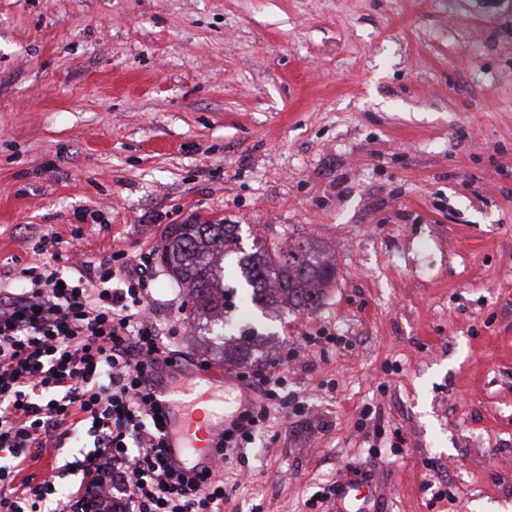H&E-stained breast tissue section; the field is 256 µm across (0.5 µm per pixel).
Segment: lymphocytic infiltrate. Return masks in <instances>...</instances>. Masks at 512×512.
Instances as JSON below:
<instances>
[{
	"label": "lymphocytic infiltrate",
	"mask_w": 512,
	"mask_h": 512,
	"mask_svg": "<svg viewBox=\"0 0 512 512\" xmlns=\"http://www.w3.org/2000/svg\"><path fill=\"white\" fill-rule=\"evenodd\" d=\"M22 268L27 285L0 289V512H221L218 474L252 443L271 408L288 407L280 365L238 370L260 405L240 413L212 452L210 466L170 467L155 382L181 371L183 355L164 346L150 317L154 250L116 251L87 272H62L61 248L34 245ZM87 442L56 475L36 478L29 462ZM79 475L64 487L62 476Z\"/></svg>",
	"instance_id": "f902f5d3"
}]
</instances>
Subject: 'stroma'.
<instances>
[{"label":"stroma","mask_w":512,"mask_h":512,"mask_svg":"<svg viewBox=\"0 0 512 512\" xmlns=\"http://www.w3.org/2000/svg\"><path fill=\"white\" fill-rule=\"evenodd\" d=\"M317 241L318 307L195 322L189 362L295 356L287 415L223 470V512H512V0H0V271L39 238L84 261L175 224ZM403 447H393L395 434ZM367 492H364L362 488L357 484L343 483L340 485L336 512H367L369 509L364 506L356 509L348 508V503L359 501L363 499V504L369 500L375 499V491L371 486L367 487Z\"/></svg>","instance_id":"35a3bbf8"}]
</instances>
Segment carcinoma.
<instances>
[{
  "label": "carcinoma",
  "instance_id": "carcinoma-1",
  "mask_svg": "<svg viewBox=\"0 0 512 512\" xmlns=\"http://www.w3.org/2000/svg\"><path fill=\"white\" fill-rule=\"evenodd\" d=\"M236 224H175L162 256L166 267L194 298V319L211 322L226 316L229 292L217 276L218 261L238 245ZM254 304L273 306L290 302L314 309L323 289L336 279V267L320 255L311 240H299L288 249L271 242L239 259Z\"/></svg>",
  "mask_w": 512,
  "mask_h": 512
}]
</instances>
